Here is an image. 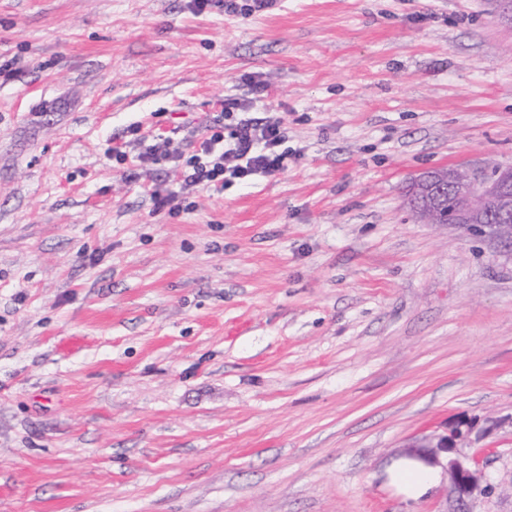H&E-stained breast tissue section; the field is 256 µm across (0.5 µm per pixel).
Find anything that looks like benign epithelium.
Wrapping results in <instances>:
<instances>
[{"label":"benign epithelium","instance_id":"7a95c632","mask_svg":"<svg viewBox=\"0 0 512 512\" xmlns=\"http://www.w3.org/2000/svg\"><path fill=\"white\" fill-rule=\"evenodd\" d=\"M407 204L424 224H461L477 235H487L512 249V166L490 169L467 165L442 167L421 173L412 182ZM473 426L458 421L447 433L425 436L408 445V455L428 466H440L458 503L484 490V466L478 456L460 452Z\"/></svg>","mask_w":512,"mask_h":512}]
</instances>
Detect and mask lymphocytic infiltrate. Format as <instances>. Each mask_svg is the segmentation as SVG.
I'll list each match as a JSON object with an SVG mask.
<instances>
[{
	"mask_svg": "<svg viewBox=\"0 0 512 512\" xmlns=\"http://www.w3.org/2000/svg\"><path fill=\"white\" fill-rule=\"evenodd\" d=\"M267 96V84L256 80L251 83L250 97L225 96L203 131H191L181 148L165 133L144 130L139 124L130 126L122 142L113 146L111 157L144 172L161 156L180 168V190L158 187L151 194L155 211L180 214L184 190L200 185L226 187L287 171L290 154L283 146L281 118L269 116L257 122L248 117ZM188 145L193 148L189 154L184 151Z\"/></svg>",
	"mask_w": 512,
	"mask_h": 512,
	"instance_id": "obj_1",
	"label": "lymphocytic infiltrate"
}]
</instances>
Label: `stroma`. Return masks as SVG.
<instances>
[{"instance_id": "stroma-1", "label": "stroma", "mask_w": 512, "mask_h": 512, "mask_svg": "<svg viewBox=\"0 0 512 512\" xmlns=\"http://www.w3.org/2000/svg\"><path fill=\"white\" fill-rule=\"evenodd\" d=\"M270 86L287 172L185 194L129 125ZM512 165L496 0H0V512H448L387 470L473 423L512 512V252L406 190ZM192 8L196 13L209 11L213 8L220 9L225 15H251L272 8L275 0H192Z\"/></svg>"}]
</instances>
